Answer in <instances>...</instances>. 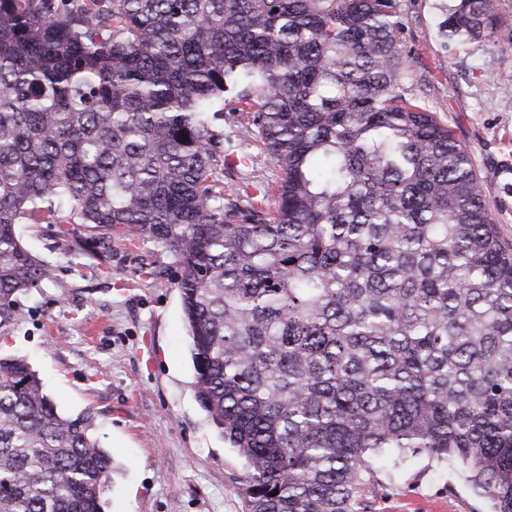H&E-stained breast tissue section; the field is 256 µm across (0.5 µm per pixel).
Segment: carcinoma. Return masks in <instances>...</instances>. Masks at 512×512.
Instances as JSON below:
<instances>
[{
	"instance_id": "obj_1",
	"label": "carcinoma",
	"mask_w": 512,
	"mask_h": 512,
	"mask_svg": "<svg viewBox=\"0 0 512 512\" xmlns=\"http://www.w3.org/2000/svg\"><path fill=\"white\" fill-rule=\"evenodd\" d=\"M455 0L448 42L494 41ZM400 0H0V337L52 266L15 226L164 246L195 393L246 512H370L373 460L463 466L512 512V247L472 158L409 93ZM234 112L282 171L226 196ZM0 355V512H104L112 456Z\"/></svg>"
}]
</instances>
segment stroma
<instances>
[{"label":"stroma","mask_w":512,"mask_h":512,"mask_svg":"<svg viewBox=\"0 0 512 512\" xmlns=\"http://www.w3.org/2000/svg\"><path fill=\"white\" fill-rule=\"evenodd\" d=\"M441 0H403L406 34L418 53L409 71L432 111L467 147L492 214L512 242V0H499L503 25L494 42L443 43ZM224 153L246 162L225 170V190L275 180L279 168L224 115ZM32 218L18 225L22 245L54 268L52 280L19 295L16 323L0 351L25 358L60 412L95 416L94 433L113 460L105 512H244V459L228 447L196 399L194 369L174 258L146 239L136 252L113 242L103 262L74 249L84 226ZM168 276V287L140 276L141 263ZM372 512H489L460 465L408 454L400 466L374 464Z\"/></svg>","instance_id":"stroma-1"}]
</instances>
